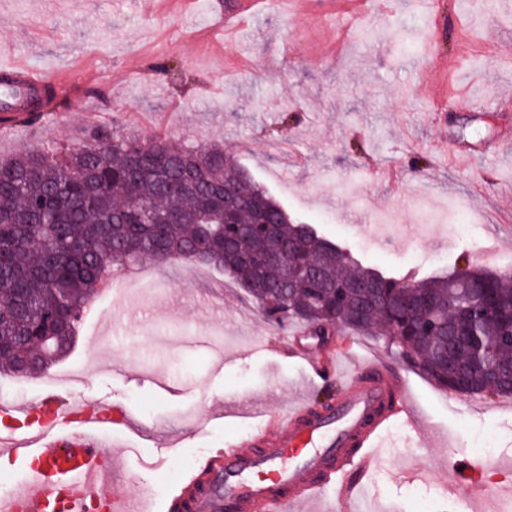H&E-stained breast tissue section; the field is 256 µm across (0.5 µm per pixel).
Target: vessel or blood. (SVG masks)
Instances as JSON below:
<instances>
[{
  "instance_id": "vessel-or-blood-1",
  "label": "vessel or blood",
  "mask_w": 512,
  "mask_h": 512,
  "mask_svg": "<svg viewBox=\"0 0 512 512\" xmlns=\"http://www.w3.org/2000/svg\"><path fill=\"white\" fill-rule=\"evenodd\" d=\"M260 0H238L221 10L216 25L232 33L253 15ZM73 81L68 71L49 74L22 60L0 62V112L39 108L77 111V95L62 96ZM363 373L339 394L334 405L310 410L299 402L268 420L259 440L228 443L201 472L180 475L166 500L175 512H297L336 486L337 512H349L359 479L375 468L374 449L392 423L418 429L417 413L401 377L377 359L362 360ZM33 416L29 406L10 403L0 414L24 419V430L0 433V455L18 460L25 477L12 494L0 498V512H46L59 502L65 512H86L100 497L106 512H146L142 495L114 492L126 470L107 461L108 426L137 430V423L110 404L83 411L66 396L51 395ZM448 493L460 503L492 496V489L458 477Z\"/></svg>"
}]
</instances>
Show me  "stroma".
Masks as SVG:
<instances>
[{"label":"stroma","instance_id":"stroma-1","mask_svg":"<svg viewBox=\"0 0 512 512\" xmlns=\"http://www.w3.org/2000/svg\"><path fill=\"white\" fill-rule=\"evenodd\" d=\"M214 0H0V61L12 54L57 72L84 61L92 79L78 112H18L0 159L49 151L108 128L143 141L223 145L287 210L383 273L421 279L482 267L512 274V0H364L338 18L328 0L282 13L271 5L239 39L213 46ZM475 99L467 112L436 89ZM474 152L461 167L438 146ZM469 217L473 237L454 231ZM499 230L493 256L479 247ZM376 357L406 375L419 429L396 424L360 500L361 512H512V399L451 394L386 337L338 330L324 341L266 320L228 274L183 261L118 269L112 300L91 310L72 351L31 376L22 402L39 408L51 379L80 373L73 401L135 416L143 436L119 492L155 486L158 458L200 469L228 439L254 440L266 414L303 399L330 406L344 378L317 376L329 355ZM232 425H212L219 411ZM491 483L493 502L464 507L445 471Z\"/></svg>","mask_w":512,"mask_h":512}]
</instances>
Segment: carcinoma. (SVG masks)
<instances>
[{"label":"carcinoma","mask_w":512,"mask_h":512,"mask_svg":"<svg viewBox=\"0 0 512 512\" xmlns=\"http://www.w3.org/2000/svg\"><path fill=\"white\" fill-rule=\"evenodd\" d=\"M171 260L228 272L279 324L397 336L442 390L457 392L451 362L504 394L512 280L474 268L405 281L357 267L313 225L291 220L223 148L105 129L75 147L0 161V374L42 371L70 353L105 268ZM469 288L490 317L463 319ZM61 312L70 324L58 323ZM459 329L475 340L453 336Z\"/></svg>","instance_id":"obj_1"}]
</instances>
